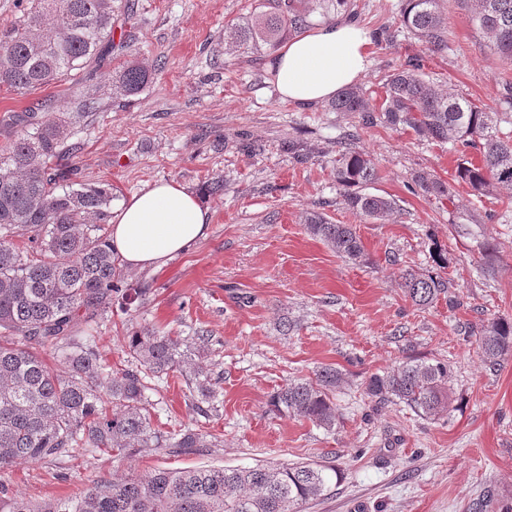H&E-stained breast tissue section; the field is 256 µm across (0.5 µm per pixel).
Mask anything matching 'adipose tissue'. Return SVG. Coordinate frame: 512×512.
Returning <instances> with one entry per match:
<instances>
[{"label":"adipose tissue","instance_id":"adipose-tissue-1","mask_svg":"<svg viewBox=\"0 0 512 512\" xmlns=\"http://www.w3.org/2000/svg\"><path fill=\"white\" fill-rule=\"evenodd\" d=\"M371 44V32L348 21L291 38L272 63L282 100L310 106L352 85L366 71ZM210 220L195 194L175 182H157L114 213L112 250L130 269L158 267L204 240Z\"/></svg>","mask_w":512,"mask_h":512}]
</instances>
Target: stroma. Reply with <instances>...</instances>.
Listing matches in <instances>:
<instances>
[{
    "label": "stroma",
    "instance_id": "35a3bbf8",
    "mask_svg": "<svg viewBox=\"0 0 512 512\" xmlns=\"http://www.w3.org/2000/svg\"><path fill=\"white\" fill-rule=\"evenodd\" d=\"M253 0H135L114 36L126 39L124 59L151 72L136 95L112 99L110 60L88 73L100 101L72 128L73 163L87 183L113 189L112 208L158 181L192 191L211 214L206 239L164 265L130 274L149 285L146 304L113 307L92 331L113 370L130 367L126 338L154 328L173 336L207 331L209 358L220 377L215 409L197 412L182 376L152 379L153 424L172 433L200 428L222 447L176 454L88 453L20 462L0 480L36 503L72 497L94 482L160 469L258 464L333 465L341 477L304 512H503L512 506V355L489 370L476 326L512 317V189L478 198L454 180L450 146L418 140L383 125L364 128L326 103L283 101L271 69L273 53L232 50L227 26ZM400 0H348L315 25L349 18L379 40L358 84L382 92V78L406 57L423 58L438 88L512 110V62L499 58L471 25L463 0H444L448 48L433 54L397 24ZM73 111L70 81L21 94L0 86V147L17 132L13 114L44 100ZM308 159L296 163L289 144ZM369 152L379 178L369 190L397 202L392 218L374 223L348 210L333 175L343 145ZM450 183L438 200L411 192L415 173ZM224 190L214 194L212 182ZM353 225L367 253L355 264L312 237L308 212ZM496 244L501 263L482 269L479 245ZM448 249L453 280L447 297L416 309L399 285L402 269L430 266L433 245ZM293 322L282 332V321ZM448 363L452 410L430 420L399 401L375 403L366 379L406 356ZM329 366L342 374L334 395L336 427L326 431L277 411L273 394L293 380L314 379Z\"/></svg>",
    "mask_w": 512,
    "mask_h": 512
}]
</instances>
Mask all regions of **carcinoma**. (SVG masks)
I'll return each mask as SVG.
<instances>
[{
	"mask_svg": "<svg viewBox=\"0 0 512 512\" xmlns=\"http://www.w3.org/2000/svg\"><path fill=\"white\" fill-rule=\"evenodd\" d=\"M469 21L499 57L512 61V0H464ZM347 0H258L249 16L229 27L231 43L246 50H274L305 32L312 16L324 15ZM115 0H27L23 20L0 30V83L21 94L75 76L112 56ZM400 24L428 51L448 49L442 0H404ZM419 56L407 58L386 76L376 100L357 86L343 88L328 103L364 127L383 123L410 130L419 140L449 144L461 153L455 181L477 197L512 188V130L502 131L503 113L487 104L433 89L423 78ZM151 72L125 61L112 75V96L136 95ZM80 111L57 112L43 102L18 117L16 137L0 150V471L21 461L73 457L84 452L148 454L156 448L186 454L217 447L218 438L200 428L177 434L153 427L144 375H185L195 406L213 404L218 382L205 361L213 337L186 339L155 329L136 330L128 348L140 368L105 369L95 337L77 329L95 321L117 300L130 308L149 289L131 283L107 235L111 188L76 180V168L62 166L72 151L68 127L99 102L74 92ZM474 150L479 161L466 156ZM336 185L347 208L383 223L396 202L367 191L378 169L363 151L343 148L336 156ZM424 194L439 200L450 185L426 172L412 177ZM307 231L341 257L366 261L360 237L349 224L325 214L306 216ZM484 270L496 271L500 258L481 245ZM405 297L425 310L448 292L450 281L432 270L407 268L400 274ZM483 360L493 370L512 353V317L480 327ZM58 351L60 372L42 356ZM448 364L408 356L396 368L366 381L368 396L396 399L425 418L440 419L451 404ZM342 377L330 367L314 381L290 382L272 398L274 407L331 430L336 425L333 394ZM336 468L327 465H257L250 468L156 470L120 482H100L79 497L35 505L0 482V512H302L327 491Z\"/></svg>",
	"mask_w": 512,
	"mask_h": 512,
	"instance_id": "carcinoma-1",
	"label": "carcinoma"
}]
</instances>
